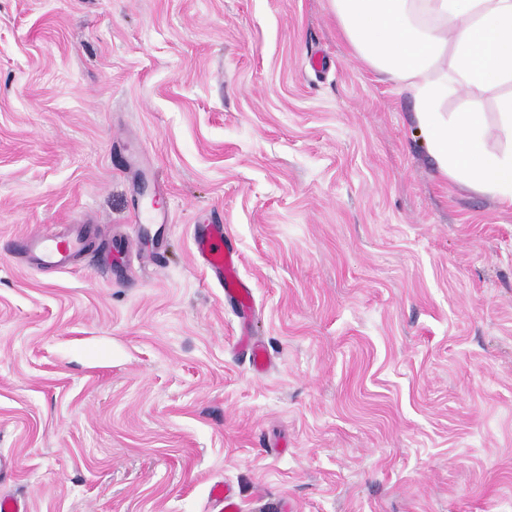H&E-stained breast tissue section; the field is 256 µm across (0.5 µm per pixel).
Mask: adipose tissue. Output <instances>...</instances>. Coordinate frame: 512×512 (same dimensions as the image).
<instances>
[{"instance_id":"1","label":"adipose tissue","mask_w":512,"mask_h":512,"mask_svg":"<svg viewBox=\"0 0 512 512\" xmlns=\"http://www.w3.org/2000/svg\"><path fill=\"white\" fill-rule=\"evenodd\" d=\"M330 7L356 56L412 99L441 174L512 207V0H330ZM457 87L500 88L504 149L488 150L483 113L443 110Z\"/></svg>"}]
</instances>
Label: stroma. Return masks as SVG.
<instances>
[{"label":"stroma","instance_id":"stroma-1","mask_svg":"<svg viewBox=\"0 0 512 512\" xmlns=\"http://www.w3.org/2000/svg\"><path fill=\"white\" fill-rule=\"evenodd\" d=\"M496 97L446 103L493 151ZM130 149L166 249L116 275ZM75 217L74 269L11 257ZM217 217L244 316L194 255ZM218 481L243 512H512V208L441 175L329 0H0V495L208 512Z\"/></svg>","mask_w":512,"mask_h":512}]
</instances>
